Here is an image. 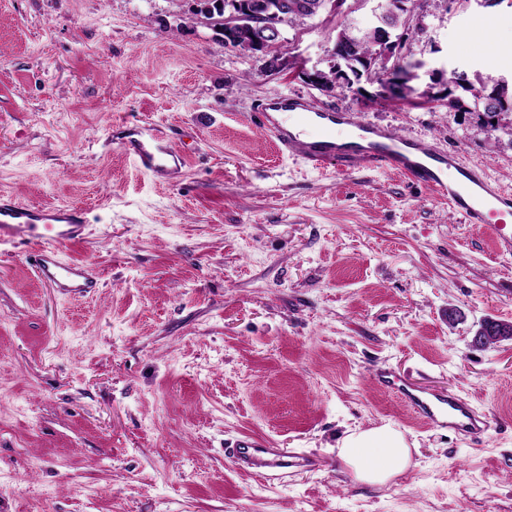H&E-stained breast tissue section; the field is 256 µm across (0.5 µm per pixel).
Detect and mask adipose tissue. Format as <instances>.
Returning <instances> with one entry per match:
<instances>
[{
	"label": "adipose tissue",
	"mask_w": 512,
	"mask_h": 512,
	"mask_svg": "<svg viewBox=\"0 0 512 512\" xmlns=\"http://www.w3.org/2000/svg\"><path fill=\"white\" fill-rule=\"evenodd\" d=\"M338 455L355 477L383 485L410 464V448L401 431L385 424L349 431L337 443Z\"/></svg>",
	"instance_id": "1"
}]
</instances>
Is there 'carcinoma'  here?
Instances as JSON below:
<instances>
[{"instance_id":"cac0c4a2","label":"carcinoma","mask_w":512,"mask_h":512,"mask_svg":"<svg viewBox=\"0 0 512 512\" xmlns=\"http://www.w3.org/2000/svg\"><path fill=\"white\" fill-rule=\"evenodd\" d=\"M295 8L288 10V28L296 29L307 21L319 16L331 5V0H290ZM400 6L395 10L380 5L374 10L373 24L364 31H353L350 26L341 22L337 25L334 44L336 63L328 70L321 72L311 85L320 91L330 89L341 83L351 84L353 81L365 80L369 83L381 77L382 67L379 66L383 47L382 37L399 39L403 36L407 15H413L414 27L408 38H413L425 30V18L428 9L419 0H399ZM205 6L202 14L211 21V27L216 34V41L225 46L224 40H229L232 47L242 52L260 55L264 46L257 42L260 32L249 28L224 30V17L235 13L248 15L252 0H201ZM446 106L463 112H482L496 122H487L490 131H503L512 137V120L503 124L498 117L512 112V88L491 87L490 95L479 92L472 94V101L466 102L454 95L451 88L441 96Z\"/></svg>"}]
</instances>
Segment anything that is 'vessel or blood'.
<instances>
[{"instance_id":"b4317fda","label":"vessel or blood","mask_w":512,"mask_h":512,"mask_svg":"<svg viewBox=\"0 0 512 512\" xmlns=\"http://www.w3.org/2000/svg\"><path fill=\"white\" fill-rule=\"evenodd\" d=\"M257 118L282 155L341 174L385 169L405 176L447 202L464 222L490 225L497 252L512 255V194L494 186L483 168L467 164L458 153L362 120L355 112L319 109L302 95L266 96ZM120 144L136 167L151 174L186 165L185 157L174 151L153 125L126 127ZM86 229L87 212L80 206L38 208L0 200V243L26 247L38 278L59 295L86 297L100 286L92 266L67 259L62 253L63 246L81 241ZM376 381L427 424L471 437L490 428L484 412L451 391L424 389L389 371L378 372ZM228 454L241 471L257 475L284 476L318 465L308 454L273 448L265 439L249 435L242 436Z\"/></svg>"}]
</instances>
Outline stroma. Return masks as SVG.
<instances>
[{
	"label": "stroma",
	"instance_id": "stroma-1",
	"mask_svg": "<svg viewBox=\"0 0 512 512\" xmlns=\"http://www.w3.org/2000/svg\"><path fill=\"white\" fill-rule=\"evenodd\" d=\"M190 0H0V196L80 205L99 292L66 298L23 249L0 252V512H512V257L431 191L384 170L277 156L254 120L302 94L455 150L512 189V137L477 116L310 86L336 35L288 30L280 65L227 50ZM482 17L493 44L469 39ZM512 7L438 0L411 43L416 94L488 66ZM150 122L187 165L140 172L111 136ZM387 369L485 412L472 441L375 385ZM391 424L408 469L383 486L338 457L347 430ZM244 435L315 455L281 479L239 471Z\"/></svg>",
	"mask_w": 512,
	"mask_h": 512
}]
</instances>
